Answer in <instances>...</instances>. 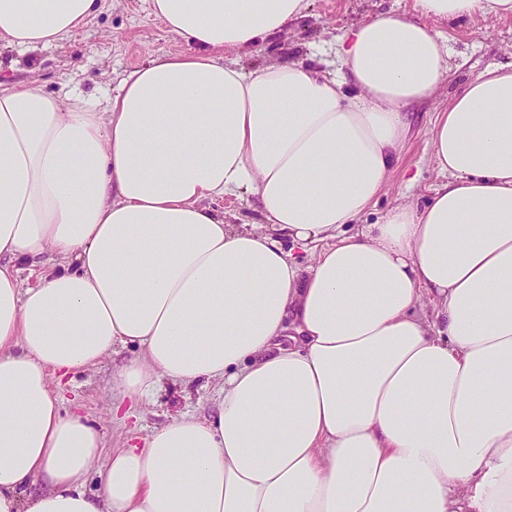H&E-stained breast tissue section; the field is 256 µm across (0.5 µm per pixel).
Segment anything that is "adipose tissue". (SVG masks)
<instances>
[{"label": "adipose tissue", "mask_w": 512, "mask_h": 512, "mask_svg": "<svg viewBox=\"0 0 512 512\" xmlns=\"http://www.w3.org/2000/svg\"><path fill=\"white\" fill-rule=\"evenodd\" d=\"M149 3L191 50L150 58L106 106L0 81V512H512V69L438 112L446 180L424 208L350 227L447 73L427 18L512 0L375 15L340 37L335 76L224 62L308 0ZM99 10L0 0V47L60 45ZM239 192L266 230L208 205ZM130 344L123 393L217 382L216 416L105 449L49 376Z\"/></svg>", "instance_id": "ef3b65f1"}]
</instances>
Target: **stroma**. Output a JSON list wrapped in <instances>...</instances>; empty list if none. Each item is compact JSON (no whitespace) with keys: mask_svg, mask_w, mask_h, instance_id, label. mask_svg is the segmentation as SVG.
I'll use <instances>...</instances> for the list:
<instances>
[{"mask_svg":"<svg viewBox=\"0 0 512 512\" xmlns=\"http://www.w3.org/2000/svg\"><path fill=\"white\" fill-rule=\"evenodd\" d=\"M415 6L416 0H309L303 17L250 54L229 52L225 59L249 69L296 62L323 73L337 72L341 69L336 55L338 35L376 14L408 15ZM431 26L448 40L450 69L438 98L414 107L401 171L362 216V223H379L399 201L424 206L431 190L444 180L435 166L429 136L436 112L470 78L496 66L512 65V15L435 20ZM187 48L186 42L162 29L150 14L147 0H103L96 17L63 46L27 54L0 50V80L30 81L62 98L80 94L102 103L151 57ZM136 355L133 347L117 349L98 365L73 374L59 393L63 411L79 413L98 427L106 448L124 447L184 413H215L220 386L214 382L185 388L164 381L150 399L123 398L115 378L121 366Z\"/></svg>","mask_w":512,"mask_h":512,"instance_id":"obj_1","label":"stroma"}]
</instances>
